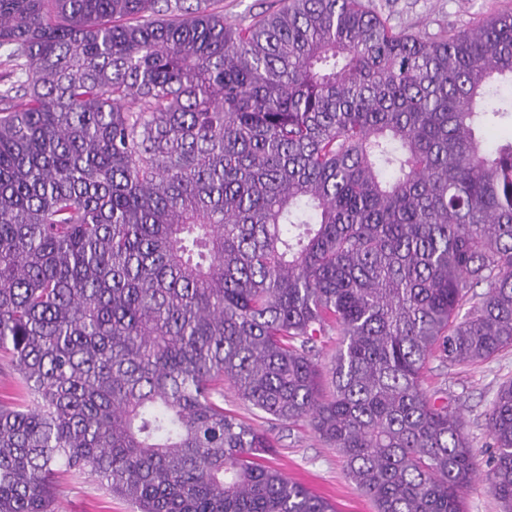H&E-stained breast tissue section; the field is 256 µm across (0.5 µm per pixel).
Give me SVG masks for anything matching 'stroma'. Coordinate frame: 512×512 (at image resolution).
<instances>
[{
  "instance_id": "35a3bbf8",
  "label": "stroma",
  "mask_w": 512,
  "mask_h": 512,
  "mask_svg": "<svg viewBox=\"0 0 512 512\" xmlns=\"http://www.w3.org/2000/svg\"><path fill=\"white\" fill-rule=\"evenodd\" d=\"M398 31L434 36L449 28L465 29L488 16L512 11V0H363ZM512 379V348L473 365L450 366L432 360L426 387L441 391L448 405L462 416L479 461L493 453L487 413L500 385ZM224 406L263 429L278 443L274 463L288 479L329 499L338 512H375L371 498L348 479L335 448L320 440L305 423L283 425L224 392ZM54 512H136L131 502L112 497L87 476L69 479L56 493Z\"/></svg>"
}]
</instances>
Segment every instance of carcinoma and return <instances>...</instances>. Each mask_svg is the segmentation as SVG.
I'll return each instance as SVG.
<instances>
[{
    "label": "carcinoma",
    "mask_w": 512,
    "mask_h": 512,
    "mask_svg": "<svg viewBox=\"0 0 512 512\" xmlns=\"http://www.w3.org/2000/svg\"><path fill=\"white\" fill-rule=\"evenodd\" d=\"M212 2L0 0V512L69 473L138 512H335L226 385L377 512H463L477 460L424 378L512 348V137L479 135L512 14L426 38L362 0ZM487 427L512 512V379ZM215 7L218 10H224V21L234 24L262 11L277 10L280 2L279 0H220ZM224 408L263 429L278 442L274 464L288 477L336 504L339 512H375L371 498L361 493L348 479L337 452L320 440L305 423L283 425L238 400L224 386Z\"/></svg>",
    "instance_id": "cac0c4a2"
}]
</instances>
